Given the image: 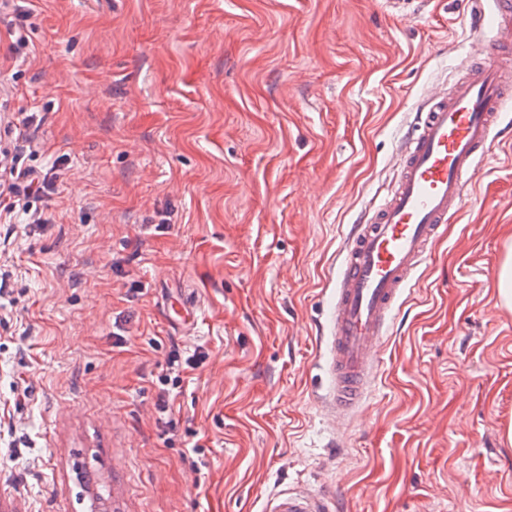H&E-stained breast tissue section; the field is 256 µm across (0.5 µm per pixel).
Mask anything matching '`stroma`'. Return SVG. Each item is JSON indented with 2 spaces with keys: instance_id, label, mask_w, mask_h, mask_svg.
I'll list each match as a JSON object with an SVG mask.
<instances>
[{
  "instance_id": "obj_1",
  "label": "stroma",
  "mask_w": 512,
  "mask_h": 512,
  "mask_svg": "<svg viewBox=\"0 0 512 512\" xmlns=\"http://www.w3.org/2000/svg\"><path fill=\"white\" fill-rule=\"evenodd\" d=\"M0 15V512H512V133L404 297L372 398L323 418L342 232L397 176L466 0H29ZM43 210L45 223L27 221ZM185 362L171 365L173 354ZM170 404L167 416L155 408ZM21 158L9 153L0 157V205L12 198L23 196L39 200L55 186L56 176L36 168H22ZM498 297L503 307L512 310V249L510 248L502 262L498 276ZM270 512H332L331 503L322 496L303 492H288L276 497Z\"/></svg>"
}]
</instances>
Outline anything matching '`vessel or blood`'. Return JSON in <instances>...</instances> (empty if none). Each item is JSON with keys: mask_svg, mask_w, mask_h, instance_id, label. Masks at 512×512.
Listing matches in <instances>:
<instances>
[{"mask_svg": "<svg viewBox=\"0 0 512 512\" xmlns=\"http://www.w3.org/2000/svg\"><path fill=\"white\" fill-rule=\"evenodd\" d=\"M469 28L480 55L451 90L428 91L401 143L393 185L347 228L327 325L334 419H354L367 400L398 302L460 210L512 101V0H470ZM270 512H331V504L291 492Z\"/></svg>", "mask_w": 512, "mask_h": 512, "instance_id": "obj_1", "label": "vessel or blood"}]
</instances>
